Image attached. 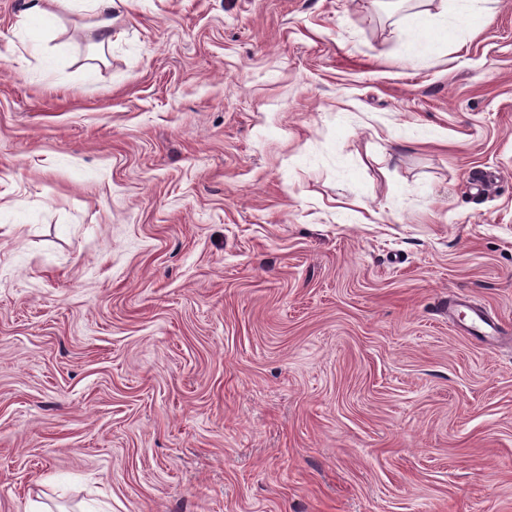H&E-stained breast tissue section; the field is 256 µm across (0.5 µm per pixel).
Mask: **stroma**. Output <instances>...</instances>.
I'll use <instances>...</instances> for the list:
<instances>
[{
  "instance_id": "obj_1",
  "label": "stroma",
  "mask_w": 512,
  "mask_h": 512,
  "mask_svg": "<svg viewBox=\"0 0 512 512\" xmlns=\"http://www.w3.org/2000/svg\"><path fill=\"white\" fill-rule=\"evenodd\" d=\"M24 4L0 512H512V0L422 63L437 0H129L100 55ZM460 307L470 311L469 319L460 325L463 334L479 336L489 342L501 335L499 325L485 311L472 306L467 296L459 293L448 299V319H453Z\"/></svg>"
}]
</instances>
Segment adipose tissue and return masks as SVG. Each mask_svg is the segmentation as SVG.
<instances>
[{"mask_svg":"<svg viewBox=\"0 0 512 512\" xmlns=\"http://www.w3.org/2000/svg\"><path fill=\"white\" fill-rule=\"evenodd\" d=\"M124 2L125 0H27L21 23L23 39L32 49L42 50L55 28L59 11H83L92 19L90 28L96 35L95 49L104 51L112 44L113 16ZM480 2L481 0H451L450 9L441 10L425 20L411 24L404 39L406 58L413 61L425 60L427 48L447 41L449 30L479 18Z\"/></svg>","mask_w":512,"mask_h":512,"instance_id":"ef3b65f1","label":"adipose tissue"}]
</instances>
